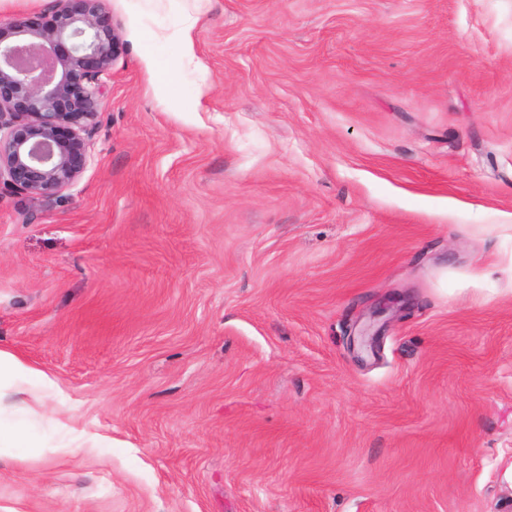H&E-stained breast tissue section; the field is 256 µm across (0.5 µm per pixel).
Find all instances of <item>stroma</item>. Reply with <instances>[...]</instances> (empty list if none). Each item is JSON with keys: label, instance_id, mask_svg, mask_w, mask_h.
Listing matches in <instances>:
<instances>
[{"label": "stroma", "instance_id": "35a3bbf8", "mask_svg": "<svg viewBox=\"0 0 512 512\" xmlns=\"http://www.w3.org/2000/svg\"><path fill=\"white\" fill-rule=\"evenodd\" d=\"M102 6L93 162L0 190V512H501L512 0ZM45 378L46 377L43 373L24 366L13 355L0 351V414L6 405V399L8 398V394H6L5 390L12 387L18 380L44 381Z\"/></svg>", "mask_w": 512, "mask_h": 512}]
</instances>
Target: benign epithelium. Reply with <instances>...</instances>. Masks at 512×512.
I'll list each match as a JSON object with an SVG mask.
<instances>
[{"label":"benign epithelium","mask_w":512,"mask_h":512,"mask_svg":"<svg viewBox=\"0 0 512 512\" xmlns=\"http://www.w3.org/2000/svg\"><path fill=\"white\" fill-rule=\"evenodd\" d=\"M56 3L48 22L0 18V185L33 198L72 189L89 166L104 77L122 46L102 0Z\"/></svg>","instance_id":"obj_1"}]
</instances>
